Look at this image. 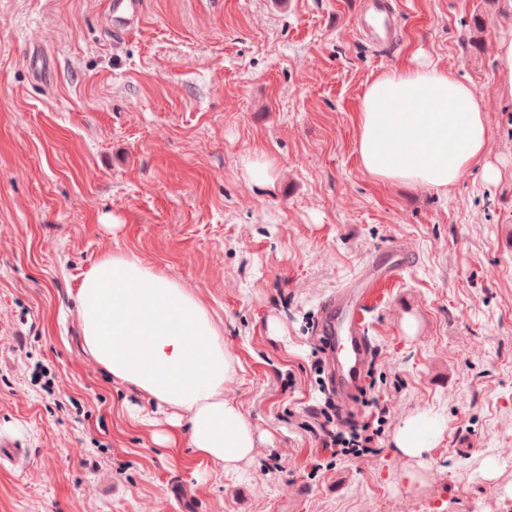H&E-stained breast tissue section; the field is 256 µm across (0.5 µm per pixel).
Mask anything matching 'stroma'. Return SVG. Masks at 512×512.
Masks as SVG:
<instances>
[{
  "mask_svg": "<svg viewBox=\"0 0 512 512\" xmlns=\"http://www.w3.org/2000/svg\"><path fill=\"white\" fill-rule=\"evenodd\" d=\"M142 2L118 36L108 0H0V512H512V98L494 63L512 12L401 0L395 47L365 39L362 0ZM419 63L472 84L497 181L362 169L365 87ZM257 158L270 181L247 175ZM397 241L418 261L368 315L383 438L336 459L305 426L313 323ZM120 251L221 321L242 366L224 395L257 432L239 476L133 426L155 404L83 353L77 288ZM422 411L447 428L409 458L395 438Z\"/></svg>",
  "mask_w": 512,
  "mask_h": 512,
  "instance_id": "obj_1",
  "label": "stroma"
}]
</instances>
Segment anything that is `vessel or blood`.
I'll use <instances>...</instances> for the list:
<instances>
[{
  "label": "vessel or blood",
  "instance_id": "vessel-or-blood-1",
  "mask_svg": "<svg viewBox=\"0 0 512 512\" xmlns=\"http://www.w3.org/2000/svg\"><path fill=\"white\" fill-rule=\"evenodd\" d=\"M109 15L115 18V32L134 28L141 18V0H110ZM356 24L375 39L390 40L394 31L392 0H367ZM414 263L403 245H392L362 268L347 288L326 296L319 309L317 334L329 365V381L342 412H350L352 398L362 385L374 345L367 322L368 296L376 283L401 276Z\"/></svg>",
  "mask_w": 512,
  "mask_h": 512
}]
</instances>
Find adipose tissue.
<instances>
[{
	"label": "adipose tissue",
	"instance_id": "ef3b65f1",
	"mask_svg": "<svg viewBox=\"0 0 512 512\" xmlns=\"http://www.w3.org/2000/svg\"><path fill=\"white\" fill-rule=\"evenodd\" d=\"M490 138L472 86L436 64L391 68L366 87L358 115L361 167L383 183L445 191L482 167ZM83 352L114 378L168 413L159 440L184 449L183 461L207 462L236 474L253 457L256 429L224 387L240 362L224 347L219 324L200 298L133 252L108 254L77 290ZM446 429L421 413L405 422L396 446L418 458Z\"/></svg>",
	"mask_w": 512,
	"mask_h": 512
}]
</instances>
